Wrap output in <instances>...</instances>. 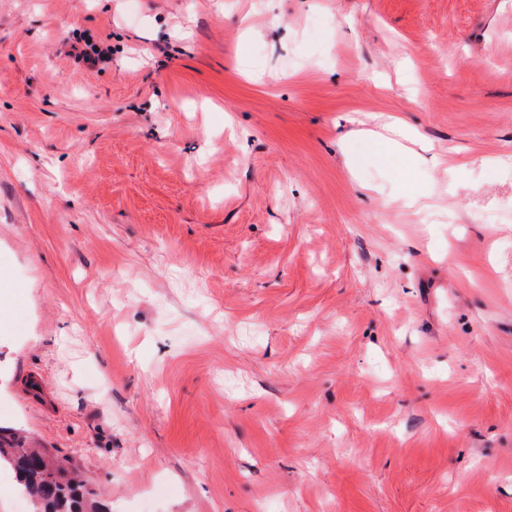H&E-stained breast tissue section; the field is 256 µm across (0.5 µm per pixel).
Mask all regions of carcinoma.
<instances>
[{
    "mask_svg": "<svg viewBox=\"0 0 512 512\" xmlns=\"http://www.w3.org/2000/svg\"><path fill=\"white\" fill-rule=\"evenodd\" d=\"M42 456L43 451L25 436L0 428V465L14 471L21 494L31 500L36 512H106L63 461L56 460L55 469L49 470Z\"/></svg>",
    "mask_w": 512,
    "mask_h": 512,
    "instance_id": "obj_1",
    "label": "carcinoma"
}]
</instances>
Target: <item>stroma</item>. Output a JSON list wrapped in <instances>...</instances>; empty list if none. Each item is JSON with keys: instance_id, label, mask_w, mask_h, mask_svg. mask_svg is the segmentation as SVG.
<instances>
[{"instance_id": "35a3bbf8", "label": "stroma", "mask_w": 512, "mask_h": 512, "mask_svg": "<svg viewBox=\"0 0 512 512\" xmlns=\"http://www.w3.org/2000/svg\"><path fill=\"white\" fill-rule=\"evenodd\" d=\"M0 272L110 512H512V0H0Z\"/></svg>"}]
</instances>
